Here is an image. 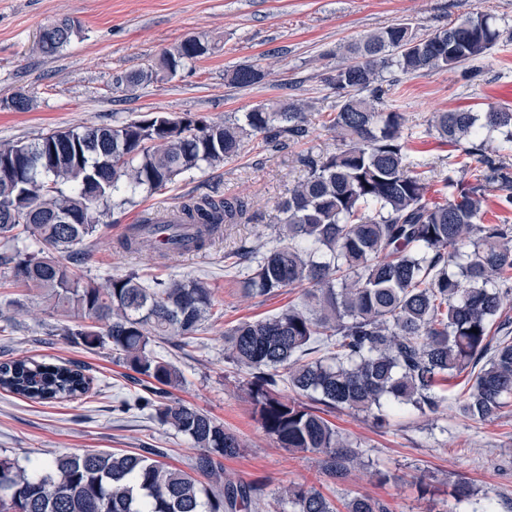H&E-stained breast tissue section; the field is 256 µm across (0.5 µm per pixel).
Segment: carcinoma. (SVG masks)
<instances>
[{
	"mask_svg": "<svg viewBox=\"0 0 512 512\" xmlns=\"http://www.w3.org/2000/svg\"><path fill=\"white\" fill-rule=\"evenodd\" d=\"M77 25L55 21L36 50L51 57ZM486 14L457 19L420 34L408 22L367 33L344 46L350 61L325 79L336 90L328 127L340 144L316 160L300 158L305 178L277 204V245L235 253L254 297L299 289L300 301L230 329L226 359L247 372L253 416L283 448L319 457L334 482L360 471L359 453L305 402L352 410L386 421L405 406L424 415L454 400L471 421H487L512 396V225L485 224L491 190L512 211V111L435 112L426 134L476 161L473 181L442 179L445 200L428 197L430 163L415 157L406 116L388 103L399 78L454 69L483 57L499 40ZM207 53L197 37L162 57L176 72ZM234 85L264 79L245 65L226 71ZM303 100L259 105L243 118L208 122L156 112L112 126L70 127L31 141L0 143V242L8 277L37 291L50 311L74 326L56 325L74 344L110 348L143 383L137 405L187 436L198 449L190 471L142 452L61 454L29 468L0 458V512H238L261 508L251 482L222 478V459L240 454V437L203 410L172 397L182 384L176 366L156 350L177 337L195 339L214 318L212 289L200 278L149 281L131 268L98 283L84 276L83 243L100 217L174 183L181 175L218 167L260 138L270 150L281 137L309 135ZM504 135L492 145L484 132ZM241 198H190L177 217L148 218L119 242L125 253L149 248L160 258L202 251L226 224L246 218ZM477 329L478 333L471 332ZM468 387L456 398L448 386ZM295 393L282 396V386ZM94 378L73 362L23 356L0 361V389L36 403L82 400ZM209 480L205 484L199 477ZM293 512H338L316 487L281 492ZM346 512H390L357 494Z\"/></svg>",
	"mask_w": 512,
	"mask_h": 512,
	"instance_id": "1",
	"label": "carcinoma"
}]
</instances>
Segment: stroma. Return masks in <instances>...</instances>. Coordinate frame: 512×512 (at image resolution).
<instances>
[{
  "label": "stroma",
  "instance_id": "stroma-1",
  "mask_svg": "<svg viewBox=\"0 0 512 512\" xmlns=\"http://www.w3.org/2000/svg\"><path fill=\"white\" fill-rule=\"evenodd\" d=\"M483 12L500 39L481 59L448 70L404 77L397 108L408 118L415 155L432 163L440 176L461 179L450 147L424 136L435 112L487 105L512 109V0H0V142L31 141L71 126L115 125L149 112L192 114L208 121L239 117L275 101L306 99L307 139L284 141L275 151L260 140L245 141L240 155L224 166L183 175L166 190L141 193L114 209L98 233L86 240L85 275L104 281L136 268L161 278L199 277L209 282L219 311L189 345L170 339L160 350L182 372L174 398L195 405L239 434L244 447L224 461V473L262 485L261 512H284L273 492L290 483L313 484L335 504L355 494L387 501L391 512H482L494 500L497 512H512V403L493 419L473 422L447 408L421 415L390 416L386 426L348 410L327 418L357 446L366 468L333 484L322 476L314 455L280 448L251 414L239 377L224 359V334L244 319L278 312L298 299V291L249 296L234 264L240 243L275 242L278 201L306 171L300 156L334 153L338 142L326 120L336 92L325 82L346 65L343 44L370 31L406 21L425 34L448 22ZM71 18L80 33L56 56L34 52L41 28ZM200 37L206 55L176 74L161 71L164 51L184 38ZM252 65L265 72L250 87L228 83L225 72ZM139 68L157 70L156 80L135 90L119 79ZM25 93L31 107L15 111L10 101ZM238 197L249 204L248 221L226 226L209 248L158 264L152 252H123L118 242L128 225L174 208L189 196ZM0 265V361L21 356L61 359L85 365L99 393L78 401L32 403L0 391V456L30 465L63 452L157 448L164 462L187 469L197 454L192 442L161 425L150 411L134 406L136 386L111 349L88 350L51 334L56 319L32 292L5 282ZM390 479L378 481L377 472ZM429 494H421L416 476ZM464 478L478 490L459 503L448 493L450 481Z\"/></svg>",
  "mask_w": 512,
  "mask_h": 512
}]
</instances>
